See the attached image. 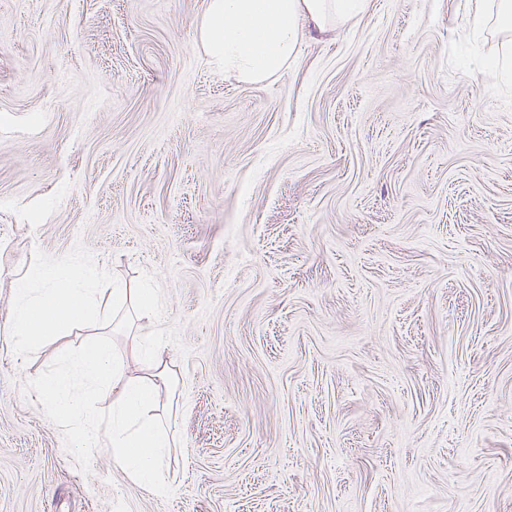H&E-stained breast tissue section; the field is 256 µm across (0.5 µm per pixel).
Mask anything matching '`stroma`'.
<instances>
[{"instance_id": "1", "label": "stroma", "mask_w": 512, "mask_h": 512, "mask_svg": "<svg viewBox=\"0 0 512 512\" xmlns=\"http://www.w3.org/2000/svg\"><path fill=\"white\" fill-rule=\"evenodd\" d=\"M206 0H0V327L35 250L157 276L171 483L35 400L78 327L0 334V512H512V37L470 0H367L267 81Z\"/></svg>"}]
</instances>
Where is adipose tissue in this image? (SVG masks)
<instances>
[{"label":"adipose tissue","instance_id":"adipose-tissue-1","mask_svg":"<svg viewBox=\"0 0 512 512\" xmlns=\"http://www.w3.org/2000/svg\"><path fill=\"white\" fill-rule=\"evenodd\" d=\"M364 7V0H208L200 40L225 74L260 83L294 62L310 32L333 35L336 20ZM139 330L145 345L140 374L125 375L110 346L95 339L63 353L60 369L36 381L33 392L51 417L68 426L77 449H109L127 477L159 494L169 484L163 459L172 436L157 402L170 374L151 325ZM106 388L114 398L101 415L91 401Z\"/></svg>","mask_w":512,"mask_h":512}]
</instances>
